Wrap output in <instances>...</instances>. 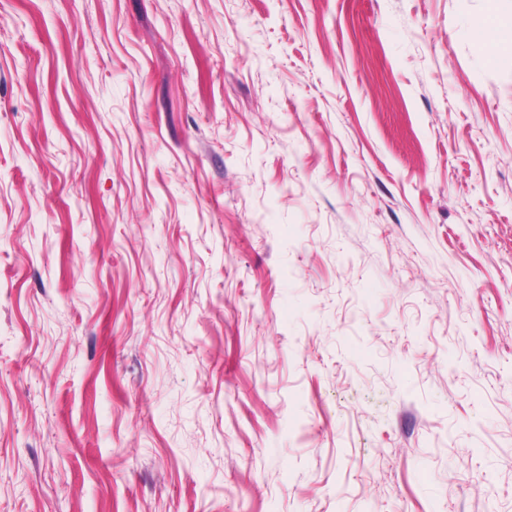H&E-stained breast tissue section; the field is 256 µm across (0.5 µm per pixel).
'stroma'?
I'll return each instance as SVG.
<instances>
[{"label":"stroma","instance_id":"1","mask_svg":"<svg viewBox=\"0 0 512 512\" xmlns=\"http://www.w3.org/2000/svg\"><path fill=\"white\" fill-rule=\"evenodd\" d=\"M488 4L0 0V512H512Z\"/></svg>","mask_w":512,"mask_h":512}]
</instances>
